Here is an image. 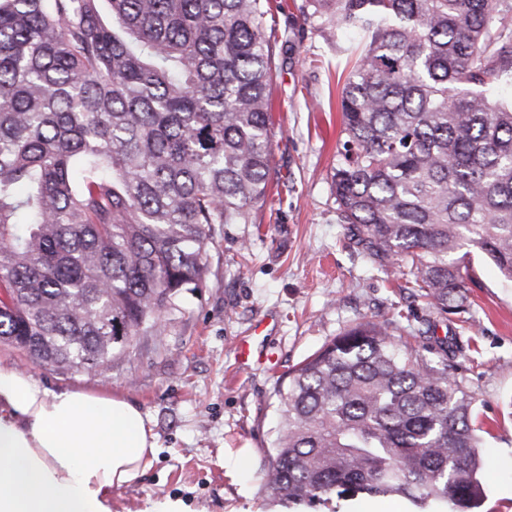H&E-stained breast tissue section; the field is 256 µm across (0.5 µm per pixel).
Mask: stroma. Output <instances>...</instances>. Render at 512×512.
<instances>
[{"mask_svg": "<svg viewBox=\"0 0 512 512\" xmlns=\"http://www.w3.org/2000/svg\"><path fill=\"white\" fill-rule=\"evenodd\" d=\"M272 10L274 175L254 223L219 224L202 288L185 294L160 340L139 338L124 361L63 375L0 342V362L50 390L118 395L143 412L157 446L152 468L112 493V512L180 501L184 512H267L263 484L278 426L277 382L362 321L391 323L440 363L453 339L459 380L472 390L488 476L483 512H512V284L478 250L463 320L405 289L396 262L369 256L336 220L332 173L341 138L340 74L349 35L305 24L303 0ZM247 342L251 363L238 357ZM251 452L248 469L232 453Z\"/></svg>", "mask_w": 512, "mask_h": 512, "instance_id": "stroma-1", "label": "stroma"}]
</instances>
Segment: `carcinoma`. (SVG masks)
<instances>
[{
    "mask_svg": "<svg viewBox=\"0 0 512 512\" xmlns=\"http://www.w3.org/2000/svg\"><path fill=\"white\" fill-rule=\"evenodd\" d=\"M111 19L103 14L101 2ZM272 0H0V342L63 374L122 360L208 273L214 225L271 177ZM357 37L341 90L336 216L441 314L480 250L512 282V0H304ZM384 323L278 384L269 503L400 496L481 512L475 397Z\"/></svg>",
    "mask_w": 512,
    "mask_h": 512,
    "instance_id": "carcinoma-1",
    "label": "carcinoma"
}]
</instances>
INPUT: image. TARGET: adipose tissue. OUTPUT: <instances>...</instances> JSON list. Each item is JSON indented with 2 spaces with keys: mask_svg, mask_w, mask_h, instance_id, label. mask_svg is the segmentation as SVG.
I'll list each match as a JSON object with an SVG mask.
<instances>
[{
  "mask_svg": "<svg viewBox=\"0 0 512 512\" xmlns=\"http://www.w3.org/2000/svg\"><path fill=\"white\" fill-rule=\"evenodd\" d=\"M157 453L136 405L0 364V512H112Z\"/></svg>",
  "mask_w": 512,
  "mask_h": 512,
  "instance_id": "1",
  "label": "adipose tissue"
}]
</instances>
